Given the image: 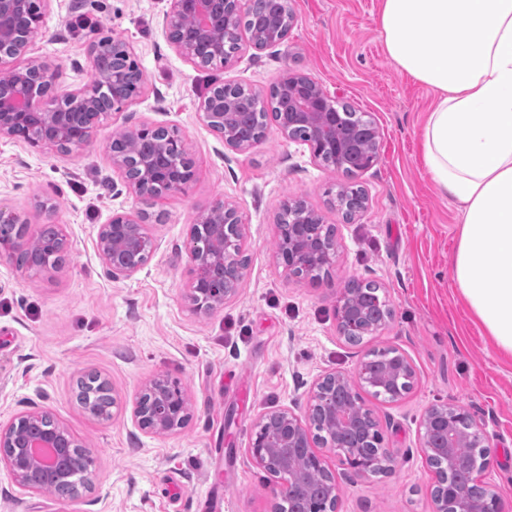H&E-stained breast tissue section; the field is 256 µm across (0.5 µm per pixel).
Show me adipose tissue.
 <instances>
[{"instance_id": "ef3b65f1", "label": "adipose tissue", "mask_w": 512, "mask_h": 512, "mask_svg": "<svg viewBox=\"0 0 512 512\" xmlns=\"http://www.w3.org/2000/svg\"><path fill=\"white\" fill-rule=\"evenodd\" d=\"M378 25L389 60L435 94L420 139L459 219L451 278L512 358V0H379Z\"/></svg>"}]
</instances>
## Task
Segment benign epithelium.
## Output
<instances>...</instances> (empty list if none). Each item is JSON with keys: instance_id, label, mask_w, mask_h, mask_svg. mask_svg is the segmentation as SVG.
Returning a JSON list of instances; mask_svg holds the SVG:
<instances>
[{"instance_id": "obj_1", "label": "benign epithelium", "mask_w": 512, "mask_h": 512, "mask_svg": "<svg viewBox=\"0 0 512 512\" xmlns=\"http://www.w3.org/2000/svg\"><path fill=\"white\" fill-rule=\"evenodd\" d=\"M49 0H0V46L13 44L10 52L0 51V72L7 79L0 81V138L22 141L42 151L63 153L90 145L98 128L115 112L126 108L139 93L132 81L128 59L101 70L98 59L107 44L95 42L89 47L92 78L79 88L65 84L61 69L37 58L27 57L35 41L49 34L46 24ZM166 13L167 40L187 60L202 66L194 44L182 36L183 17L192 14L198 21L197 37L209 43L213 54L211 64L224 61V47L240 45V19L243 0H168ZM269 92H280L288 98V111L276 122L278 134L286 141L297 142L296 132L307 131L302 140L309 147L312 160L334 167L348 164L361 151L360 126L367 132L368 151L364 168L378 158L379 131L369 119L356 124L347 114L338 111L337 100L329 96L311 76L288 72L279 77ZM224 100L206 96L199 105L202 122L224 139V147L245 153L253 142L235 136L230 126L233 113ZM126 139L151 141L156 153L140 158L137 169L120 153L111 152L113 167L121 174L141 208L136 214L115 213L109 223L101 225L98 248L107 274L114 280L131 277L151 259L155 239L147 223L148 208L159 198L184 193L194 180V168H182L179 155L172 153L178 145L180 155L186 153L174 127L141 125L114 134L113 141ZM346 201L341 207L351 214L366 210L367 203L359 189L342 188ZM44 216L43 224L57 231L55 241L45 251L32 254L24 265L17 266L24 275H41L59 269L54 256L67 253L70 241L56 224V208L46 200L37 204ZM294 213L289 224L276 225V257L285 270L296 278L306 279L316 271L336 264L337 245L327 234L322 216L301 199L288 201ZM28 217L16 210L0 206V259L10 263L29 251L37 234L30 231ZM245 221L237 206L222 197L217 198L198 223L191 225L185 252L189 279L185 295L193 309L210 314L223 308L233 298L244 279L247 259ZM359 281L341 289L336 306L338 335L352 342L365 318V310L357 299ZM374 302L385 311V318L375 323L370 334L382 330L392 316L386 296L374 293ZM393 367L383 374L371 376L364 364L354 375L330 372L313 385L306 409L291 408L268 411L255 423L256 432L247 449L250 460L273 478V496L293 507L287 512H336L338 489L334 474L315 450L311 429L323 436L322 445L336 452L338 464L358 474H371L387 466L391 453L379 446V430L372 413L353 389V384L378 386L395 400L408 394L415 383L416 372L410 360L399 350L392 354ZM95 400L85 409L96 418H105L109 406L103 401H115L107 380L97 374ZM138 426L152 434L164 435L185 425L190 414V400L185 389L165 376L154 378L138 394L134 405ZM483 425L463 406L433 405L424 417L422 452L428 467L435 474L431 488L434 512H457V506L469 499V487L481 482L482 471L469 472L467 481H444L436 463L445 459L452 468L459 464L454 448L485 447ZM49 448L54 461L45 463L35 449ZM0 465L5 467L18 486L26 491H38L41 481L70 483L74 494L90 488L95 469L91 449L75 439L70 432L44 410L21 413L6 424L0 423ZM317 472L324 482L321 499L306 506L295 494V487L308 475Z\"/></svg>"}]
</instances>
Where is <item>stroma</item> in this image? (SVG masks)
<instances>
[{
    "label": "stroma",
    "instance_id": "35a3bbf8",
    "mask_svg": "<svg viewBox=\"0 0 512 512\" xmlns=\"http://www.w3.org/2000/svg\"><path fill=\"white\" fill-rule=\"evenodd\" d=\"M378 0H292L287 42L243 46L227 65L199 68L168 42L166 0H50L53 40L36 56L58 64L66 85L91 77L88 49L112 35L129 43L147 80L141 94L68 154L0 139V203L41 217L36 199L56 206L73 242L59 271L21 276L0 262V423L48 411L96 457L93 486L75 500L27 492L0 467V512H275L269 477L246 448L265 411L305 404L315 381L354 373L367 351L395 348L414 366L416 384L391 401L363 392L393 463L359 476L332 450L320 455L336 477L337 512H432L433 472L421 452V424L435 404L465 406L483 420L490 465L485 486L502 491L512 512V360L469 318L448 265L457 213L432 187L419 130L432 92L396 70L384 53ZM298 70L381 132L378 160L348 178L316 165L307 145L268 129L246 153L225 148L199 118L212 85L268 88ZM174 127L194 160L187 193L154 207L157 250L131 278L104 273L98 228L138 204L112 165L114 132ZM354 180L367 209L346 219L334 205ZM234 202L246 222L247 271L223 309L196 314L185 297L189 228L216 197ZM304 200L334 227L339 253L328 281L287 276L275 258V225L284 201ZM378 284L393 310L364 343L336 331V297L350 280ZM99 372L117 404L110 419L77 401V379ZM159 375L177 380L191 401L188 422L164 436L141 430L136 394Z\"/></svg>",
    "mask_w": 512,
    "mask_h": 512
}]
</instances>
